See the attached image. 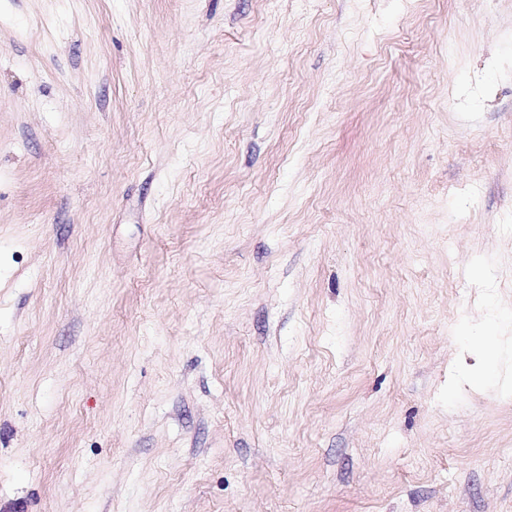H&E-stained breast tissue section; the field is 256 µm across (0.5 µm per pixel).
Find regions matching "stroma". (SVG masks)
I'll return each mask as SVG.
<instances>
[{
    "label": "stroma",
    "instance_id": "35a3bbf8",
    "mask_svg": "<svg viewBox=\"0 0 512 512\" xmlns=\"http://www.w3.org/2000/svg\"><path fill=\"white\" fill-rule=\"evenodd\" d=\"M512 0H0V512H512ZM493 335L494 332L491 329L484 336L483 350L485 353V360L482 364L474 368L470 374L477 375L484 381L494 378L496 374V363L494 360L496 343L492 338Z\"/></svg>",
    "mask_w": 512,
    "mask_h": 512
}]
</instances>
